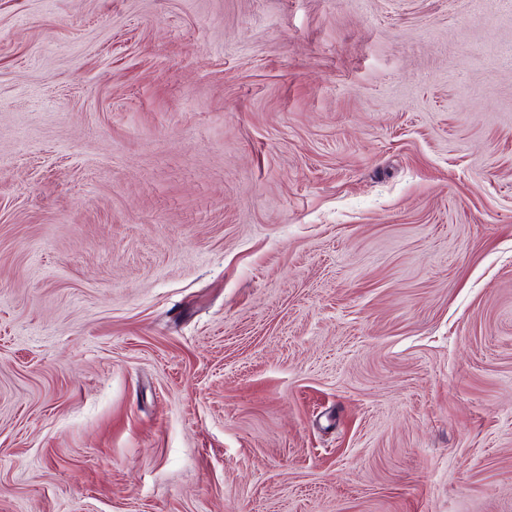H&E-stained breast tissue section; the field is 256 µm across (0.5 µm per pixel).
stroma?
Segmentation results:
<instances>
[{
	"mask_svg": "<svg viewBox=\"0 0 512 512\" xmlns=\"http://www.w3.org/2000/svg\"><path fill=\"white\" fill-rule=\"evenodd\" d=\"M0 512H512V0H0Z\"/></svg>",
	"mask_w": 512,
	"mask_h": 512,
	"instance_id": "35a3bbf8",
	"label": "stroma"
}]
</instances>
